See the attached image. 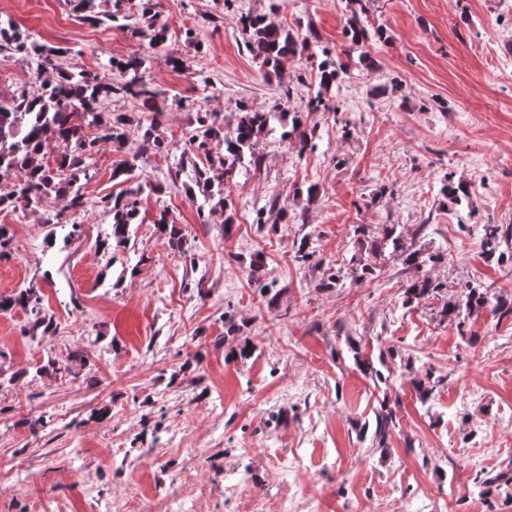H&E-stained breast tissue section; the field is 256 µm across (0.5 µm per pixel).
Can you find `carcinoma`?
<instances>
[{"label":"carcinoma","instance_id":"cac0c4a2","mask_svg":"<svg viewBox=\"0 0 512 512\" xmlns=\"http://www.w3.org/2000/svg\"><path fill=\"white\" fill-rule=\"evenodd\" d=\"M75 17L88 24L104 25L108 28L124 29L134 38L148 42L154 48L166 44L165 30L157 27L151 12L153 0H141L139 21H132V16L122 8L124 0H114L112 9L89 14L94 8V0H69ZM363 0H349L353 5L352 17L345 29V36L352 47H362L374 39H382L381 29L369 30L360 17L358 6ZM244 46L252 59L260 64L266 74L278 73L284 61L290 57L304 54L312 41L317 39L313 30L308 36L299 38L291 29L285 28L266 16L246 14L240 17ZM28 46V35L14 25L12 20L0 19V52L11 50L23 52ZM322 58L316 63L319 74L320 92L308 101L307 111L327 110L324 93L339 83L349 72L350 63L344 57L350 56L345 51L332 52L328 48L321 50ZM55 54L48 52L42 62L43 67L54 72L52 78L44 79L37 75L35 80L14 91L10 101L0 102V179L11 177L14 189L11 194L0 196V208L18 207L23 204L31 206L49 194L69 197L68 209L78 212L84 207L81 193V181L92 178L91 163L95 153L103 146L109 145L121 154L112 167V177L124 178L129 187L121 195L104 200L103 210L112 217V234L103 243V249L118 251L126 247L129 240L130 225L137 223L139 214L137 198L145 190L153 191L155 186L141 180L137 174L141 159L150 152L170 149V144L155 133L156 123L150 121L140 127L142 134L133 151H125L129 140L128 127L132 125L129 115L125 113L106 115L99 111L100 104L114 96L126 97L140 102V109L157 116L172 109L186 107V99L156 88L143 76L144 59L130 57L125 61H112L110 67L127 76L123 83H115L107 75L89 74L84 71L70 72L54 63ZM276 113L270 111L241 109L235 126L224 130L208 116L198 119V127L184 143L181 156L191 162L195 168V184L201 189L204 202L214 212L224 207V192L213 190L215 173L231 180L236 163L246 155L254 157V148L262 134L268 131ZM224 136V154L209 155L210 141ZM61 143L66 152L56 165L46 159V148L52 143ZM203 155L207 165L201 167L194 163V158ZM441 193L455 199L467 198V218H472L474 208L469 201L470 195L464 183L455 186L445 183ZM161 233L168 243L180 250L183 246L182 229L161 213L157 219ZM483 246L494 251L501 247L503 235L500 227L486 224L483 228ZM438 285L427 279H417L404 291L405 303L419 301ZM16 307L30 312L34 319L23 328V335L36 339L57 330L55 316L43 307L41 286L30 281L26 286L11 295L0 294V311L8 312ZM490 309L502 315L512 312V302L500 295H491L488 289L473 283L461 285V299L448 307V315L462 326L476 312ZM83 366V355L79 351L71 352L61 359L49 363L52 370L66 374H76V369ZM409 383L418 391L422 401H427L430 389L427 382L430 372L420 373L413 362L405 364Z\"/></svg>","mask_w":512,"mask_h":512}]
</instances>
